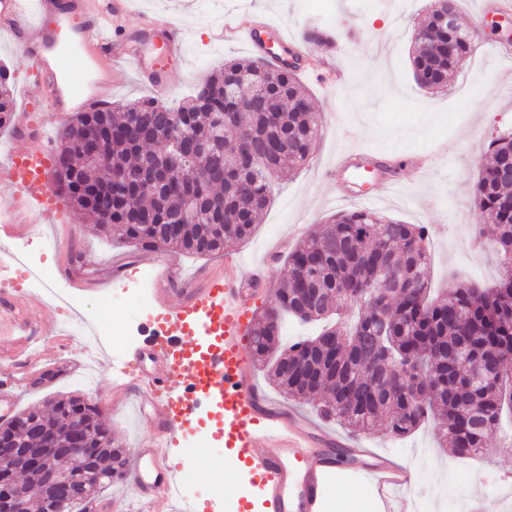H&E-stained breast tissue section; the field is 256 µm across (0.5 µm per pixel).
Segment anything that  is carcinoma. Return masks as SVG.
I'll use <instances>...</instances> for the list:
<instances>
[{"instance_id":"carcinoma-1","label":"carcinoma","mask_w":512,"mask_h":512,"mask_svg":"<svg viewBox=\"0 0 512 512\" xmlns=\"http://www.w3.org/2000/svg\"><path fill=\"white\" fill-rule=\"evenodd\" d=\"M440 2L417 28L426 40L411 52L420 87L441 90L448 74L474 52L466 32L445 36L434 25ZM252 75L226 93V80ZM141 99L103 115L77 112L54 155L68 160L54 171L53 193L80 207L107 237L193 256L224 251L249 239L271 201V178L305 165L319 122L295 69L273 70L263 61L229 60L196 87L187 104L159 108ZM14 100L0 68V128L9 126ZM231 128L224 129V116ZM183 130L181 163L168 157V129ZM101 140V159L83 157L81 140ZM491 162L473 186L481 219L495 227L491 247L499 275L489 288L458 283L430 297L428 232L372 210H342L303 237L288 254L289 275L275 301L253 315L252 362L294 400L318 402L321 416L354 432L401 438L433 415L459 459L484 452L486 436L509 411L507 392L472 385L466 371L484 364L512 381V180L499 177L512 161V132L489 142ZM324 321L321 332L285 343L281 320ZM69 396L47 411L25 410L31 423L0 425L23 453L43 445L45 431L60 443L83 426L98 451L94 459L49 454L43 467L73 485L72 499L46 495L35 471L33 512H76L91 497L128 479L123 448L99 413ZM26 474L16 456L0 457V475Z\"/></svg>"}]
</instances>
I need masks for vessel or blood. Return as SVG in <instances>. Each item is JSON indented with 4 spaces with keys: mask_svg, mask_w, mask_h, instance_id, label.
Segmentation results:
<instances>
[{
    "mask_svg": "<svg viewBox=\"0 0 512 512\" xmlns=\"http://www.w3.org/2000/svg\"><path fill=\"white\" fill-rule=\"evenodd\" d=\"M28 13L24 0H0V35L23 43L36 75L35 93L26 95L15 123L18 130L6 163L0 164V237H11L20 214L39 224L55 210L51 190L50 140H28L32 115L96 111L105 101L98 87L112 83L123 65L135 68L152 86L165 85V66L146 60V43L127 33L115 34L114 17L129 10V0H35ZM154 33L169 56L183 53L185 34L173 20H157ZM262 28L248 19L226 26L229 37L240 36L255 52L262 51ZM236 257H226L223 273L208 276L197 288L181 292L166 287L168 265L158 262L159 312L149 340L128 362L125 380L115 393L138 414L151 417L152 434L134 448L130 484L151 512H204L195 500H179L182 470L170 450L200 420L216 431L205 445L222 440L229 470H246L264 492L265 512H317L327 486L343 465L338 448L312 436L293 414L266 407L253 382L241 334L249 325V302L265 287L264 274L243 279ZM0 408L13 407L16 394L33 373H45L54 359L31 350L41 335L21 303L0 295ZM270 449H260V441ZM343 449L359 463L383 512H413L405 496L414 475L399 460L344 442Z\"/></svg>",
    "mask_w": 512,
    "mask_h": 512,
    "instance_id": "obj_1",
    "label": "vessel or blood"
}]
</instances>
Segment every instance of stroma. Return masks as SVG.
<instances>
[{"instance_id":"1","label":"stroma","mask_w":512,"mask_h":512,"mask_svg":"<svg viewBox=\"0 0 512 512\" xmlns=\"http://www.w3.org/2000/svg\"><path fill=\"white\" fill-rule=\"evenodd\" d=\"M430 0H130L129 14L115 20L118 28L136 30L142 18L166 16L185 31L184 57L168 62L169 93L162 97L171 107L187 100L196 83L228 58H247L243 40H216L212 34L227 17L246 15L283 28L301 38L313 26L331 27L344 51L336 58L346 77L328 86L312 74H301L311 105L320 118V136L309 162L294 175L275 180L273 201L252 236L230 245L247 263L265 264L271 285L251 304L263 309L274 294L273 285L288 275L285 257L297 241L345 203H331V187L323 172L339 156L351 151L369 155H427L428 170H398L395 194L381 193L371 210L428 229L431 283L440 289L454 277L479 288L490 287L498 262L488 248L474 247L476 237H489L491 225L482 223L472 204V187L489 155L490 140L512 130V57L497 52L471 55L450 75L447 89L431 92L419 87L410 66L417 16ZM46 234L65 237L69 247L59 253L44 249L42 260L53 278L67 282L75 273L87 279L118 275L109 294L78 292L84 307L105 318L125 321L118 337L121 357L139 348L146 315L136 313L138 297L154 296L155 251L97 237L71 204H64L43 226ZM116 382L112 362L92 363L73 374L70 384L55 381L21 393L16 408L44 409L60 396L96 398L103 418L124 448H133L149 427L132 409L112 406ZM363 443L400 459L413 449L426 451L415 469L411 492L424 512H512V448L503 447L499 433L487 439L493 455L454 458L434 424L414 434L392 439L366 434ZM223 454L219 448L200 447L186 438L172 449L181 465L190 497L205 501L209 512H220L227 495L259 504L261 490L247 472L231 480L216 475ZM321 512H377L367 484L353 471L331 483Z\"/></svg>"}]
</instances>
